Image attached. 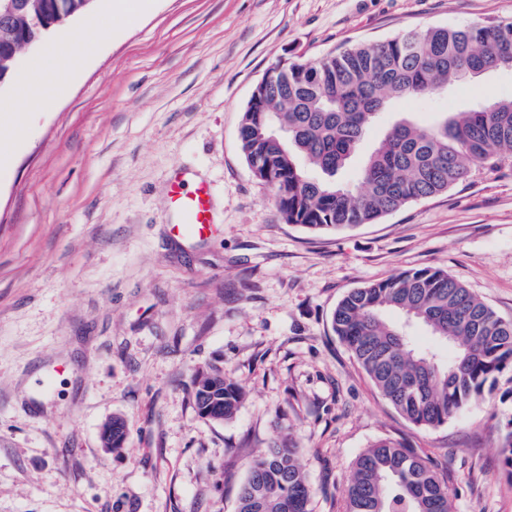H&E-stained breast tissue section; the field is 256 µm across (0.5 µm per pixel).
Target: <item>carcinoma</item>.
Returning <instances> with one entry per match:
<instances>
[{
    "instance_id": "carcinoma-1",
    "label": "carcinoma",
    "mask_w": 512,
    "mask_h": 512,
    "mask_svg": "<svg viewBox=\"0 0 512 512\" xmlns=\"http://www.w3.org/2000/svg\"><path fill=\"white\" fill-rule=\"evenodd\" d=\"M93 0H14L0 17V80L52 29ZM512 69V23L488 20L448 28L408 30L372 44L334 51L315 63L273 67L243 113L238 140L258 180L272 185L287 224L311 232L373 224L404 206L448 190L468 166L512 163V100H484L425 124L402 120L371 152L355 182L337 178L378 116L396 101L444 91L461 70ZM276 123L288 141L272 137ZM396 312L404 322L389 321ZM427 329L438 348H419L407 328ZM336 336L384 399L409 423L436 429L485 395L512 403V320H506L439 268L399 272L354 288L332 315ZM452 355L443 359L440 348ZM198 413L232 421L242 403L239 385L220 368L192 379ZM512 470V414L491 425ZM126 437L121 418L102 428L117 450ZM313 491L299 448L282 439L253 460L239 487L236 512H312ZM346 512H454L448 480L413 449L383 437L355 460Z\"/></svg>"
}]
</instances>
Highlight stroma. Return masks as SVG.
Returning a JSON list of instances; mask_svg holds the SVG:
<instances>
[{
  "label": "stroma",
  "mask_w": 512,
  "mask_h": 512,
  "mask_svg": "<svg viewBox=\"0 0 512 512\" xmlns=\"http://www.w3.org/2000/svg\"><path fill=\"white\" fill-rule=\"evenodd\" d=\"M512 22V0H149L100 38L90 14L21 55L29 75L71 38L96 45L58 70L56 104L22 134L0 87V512H235L254 457L290 437L314 512H345L355 459L404 441L451 476L455 512H512V473L484 399L417 427L381 396L331 328L351 289L438 267L512 320V164L471 169L447 193L374 224L313 233L281 219L238 141L256 84L278 63L431 25ZM512 99V71L396 102L387 129ZM209 184L216 235H172L175 168ZM216 365L240 385L234 420L190 395ZM123 416L117 452L101 428Z\"/></svg>",
  "instance_id": "obj_1"
}]
</instances>
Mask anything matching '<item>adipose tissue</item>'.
Returning <instances> with one entry per match:
<instances>
[{
	"instance_id": "ef3b65f1",
	"label": "adipose tissue",
	"mask_w": 512,
	"mask_h": 512,
	"mask_svg": "<svg viewBox=\"0 0 512 512\" xmlns=\"http://www.w3.org/2000/svg\"><path fill=\"white\" fill-rule=\"evenodd\" d=\"M91 43L75 41L72 49L65 56L49 54L44 59L38 70L29 78L18 80L15 87L17 98L23 100L27 109L15 113L9 125L10 130L21 132L27 124L28 113L40 111L50 106L56 99L59 88L54 78L56 69L66 67L78 68L81 62L92 53Z\"/></svg>"
}]
</instances>
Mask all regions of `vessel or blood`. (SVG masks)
Listing matches in <instances>:
<instances>
[{
  "mask_svg": "<svg viewBox=\"0 0 512 512\" xmlns=\"http://www.w3.org/2000/svg\"><path fill=\"white\" fill-rule=\"evenodd\" d=\"M167 196L179 216L177 234L205 237L215 228L212 218V194L206 182L193 180L189 173L174 170L169 178Z\"/></svg>",
  "mask_w": 512,
  "mask_h": 512,
  "instance_id": "1",
  "label": "vessel or blood"
}]
</instances>
